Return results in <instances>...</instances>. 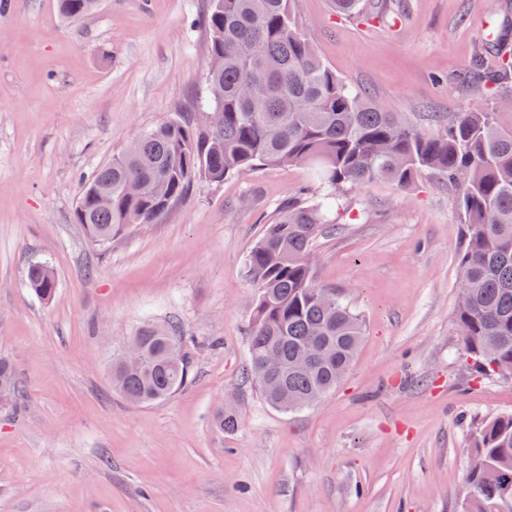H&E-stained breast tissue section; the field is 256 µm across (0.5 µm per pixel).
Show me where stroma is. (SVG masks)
Here are the masks:
<instances>
[{
	"mask_svg": "<svg viewBox=\"0 0 512 512\" xmlns=\"http://www.w3.org/2000/svg\"><path fill=\"white\" fill-rule=\"evenodd\" d=\"M209 0H99L72 21L58 0H0V356L27 398L0 408V512H461L470 440L512 411V378L466 358L455 314L464 215L425 171L408 187H345L315 241V281L366 331L340 385L283 412L246 380L244 260L290 203L321 192L303 165L195 183L159 223L100 251L74 221L82 177L139 132L194 119ZM337 75L410 125L490 108L462 84L512 49V0H294ZM50 263V303L30 265ZM177 318L195 378L133 405L109 366L145 325ZM236 405L237 430H219ZM27 285L30 291L42 302L49 303L58 288L54 270L47 264H33L27 271Z\"/></svg>",
	"mask_w": 512,
	"mask_h": 512,
	"instance_id": "stroma-1",
	"label": "stroma"
}]
</instances>
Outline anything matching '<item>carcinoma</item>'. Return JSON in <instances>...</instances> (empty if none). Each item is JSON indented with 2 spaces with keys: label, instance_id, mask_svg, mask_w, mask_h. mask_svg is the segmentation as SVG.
I'll return each mask as SVG.
<instances>
[{
  "label": "carcinoma",
  "instance_id": "obj_1",
  "mask_svg": "<svg viewBox=\"0 0 512 512\" xmlns=\"http://www.w3.org/2000/svg\"><path fill=\"white\" fill-rule=\"evenodd\" d=\"M97 0H59L63 15L78 20ZM293 0H212L203 109L207 123L170 121L143 131L100 164L76 206V223L102 250L140 224H156L169 205L198 179L212 183L255 166L303 164L327 189L316 205L291 204L247 255L244 268L257 288L249 314V363L273 407L293 411L316 404L351 366L363 321L333 288L314 282L313 245L329 223L336 192L386 179L409 186L430 169L458 190L466 217L456 323L465 354L484 373L512 376V97L488 110L445 117L432 136L400 119L381 100L354 90L318 56L295 20ZM512 79V59L494 72L470 71L464 81L488 92ZM112 197L109 206L98 195ZM27 285L42 302L58 288L54 270L33 264ZM187 337L175 319L146 326L134 337L138 365L112 360V387L129 403L166 399L192 380ZM319 357L300 364L304 346ZM269 352L280 358L279 387L262 381L255 365ZM0 402L25 401L10 361L0 358ZM221 430L238 428L239 415L217 412ZM470 448L463 512H512V413L481 423Z\"/></svg>",
  "mask_w": 512,
  "mask_h": 512
}]
</instances>
